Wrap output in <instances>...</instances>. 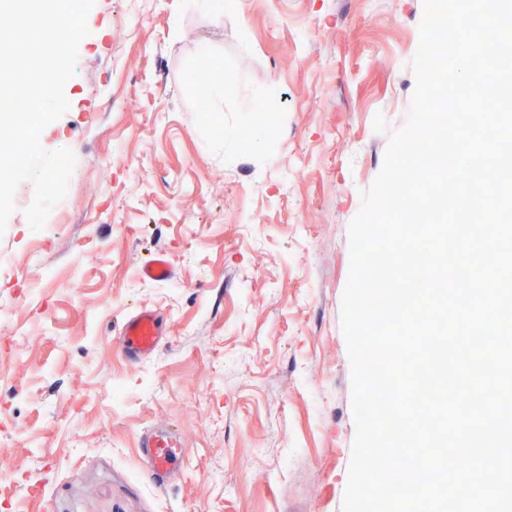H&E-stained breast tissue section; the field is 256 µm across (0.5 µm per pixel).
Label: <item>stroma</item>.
I'll return each mask as SVG.
<instances>
[{
    "mask_svg": "<svg viewBox=\"0 0 512 512\" xmlns=\"http://www.w3.org/2000/svg\"><path fill=\"white\" fill-rule=\"evenodd\" d=\"M227 3L88 13L69 109L40 136L76 156L64 207L40 231L15 208L0 235V512H342L349 226L411 105L423 0ZM216 68L204 123L197 78ZM256 90L273 138L221 140L250 127ZM160 249L173 279L141 278ZM137 309L167 336L133 365L112 336ZM160 425L189 450L163 491L136 452Z\"/></svg>",
    "mask_w": 512,
    "mask_h": 512,
    "instance_id": "stroma-1",
    "label": "stroma"
}]
</instances>
